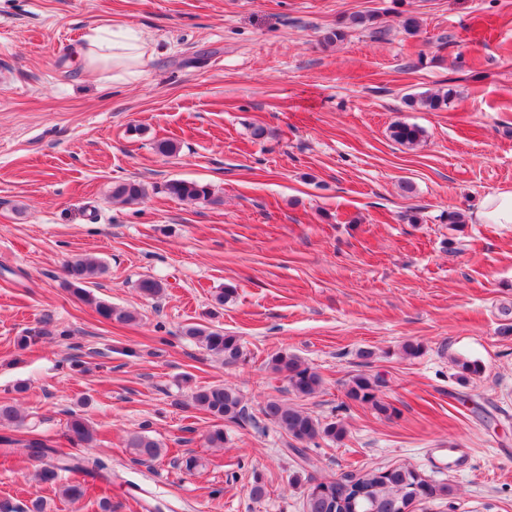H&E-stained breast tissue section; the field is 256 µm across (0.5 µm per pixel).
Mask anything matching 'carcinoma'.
Instances as JSON below:
<instances>
[{
  "instance_id": "obj_1",
  "label": "carcinoma",
  "mask_w": 512,
  "mask_h": 512,
  "mask_svg": "<svg viewBox=\"0 0 512 512\" xmlns=\"http://www.w3.org/2000/svg\"><path fill=\"white\" fill-rule=\"evenodd\" d=\"M376 16L373 14H354L338 23L323 38V44L332 46L342 42L349 30L363 27L380 36L383 31L375 27ZM453 96V89L435 93H421L407 97L411 107L424 108L428 111L443 110L448 107ZM392 139L404 146L412 147L423 139L424 130L414 124L397 122L390 128ZM159 191L182 201L217 202L211 187L205 183L190 179H171L159 187ZM145 187L136 181H125L112 188V197L126 202L142 199ZM105 272L104 264L94 257L79 256L65 264V287L79 300L93 306L104 319L118 323L135 320V315L118 306L99 300L90 290L94 279ZM137 288L141 294L156 299L165 291L166 285L154 278L141 279ZM184 335L196 340L211 356L226 365L246 362L245 352L240 338L224 332L222 329L190 325L184 329ZM270 368L280 374L288 383V389L299 397L316 394L321 385V376L301 359L288 352H278L270 360ZM383 381L378 376L356 373L346 382L345 395L355 403L370 406L377 414L391 417L397 409L384 401L380 394ZM195 408L209 414L215 424L205 435L210 448L224 447V423H236L245 415L242 397L233 388L222 383L202 387L192 394ZM269 423L284 432L291 440L298 443L312 442L318 438L332 443L345 438L346 429L336 421L323 422L308 412L281 399H269L261 410ZM0 426L15 430L11 435L0 437V445L5 453L24 456L30 460L43 461L39 479L52 483L61 472H74L93 480L112 482V471L99 458L76 457L63 454L53 448L48 440L34 433L22 414L11 404H0ZM72 440L85 445H92L95 434L88 422L74 415L67 424ZM127 447L134 450L136 462L151 463L162 454L161 444L143 432L129 435ZM363 477L359 488L364 496L356 500V512H401L406 501L441 500L454 495V489L447 482L431 479L423 470L408 466L371 467L359 472ZM304 512H343L334 507L336 501V480L315 481L308 477L303 484Z\"/></svg>"
}]
</instances>
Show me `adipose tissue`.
Returning <instances> with one entry per match:
<instances>
[{"mask_svg":"<svg viewBox=\"0 0 512 512\" xmlns=\"http://www.w3.org/2000/svg\"><path fill=\"white\" fill-rule=\"evenodd\" d=\"M145 42L126 31L104 36L100 31L85 36L78 52L86 68L119 71L121 78L132 80L138 75L143 63ZM467 219L472 224L512 225V188L488 193L471 210Z\"/></svg>","mask_w":512,"mask_h":512,"instance_id":"adipose-tissue-1","label":"adipose tissue"}]
</instances>
